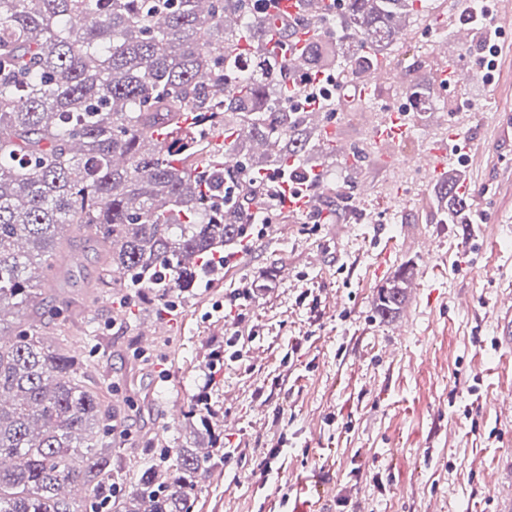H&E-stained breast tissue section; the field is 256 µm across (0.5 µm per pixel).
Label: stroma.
I'll list each match as a JSON object with an SVG mask.
<instances>
[{"label":"stroma","mask_w":512,"mask_h":512,"mask_svg":"<svg viewBox=\"0 0 512 512\" xmlns=\"http://www.w3.org/2000/svg\"><path fill=\"white\" fill-rule=\"evenodd\" d=\"M440 29L456 33L433 17L413 22L389 63L420 49L410 74L432 80ZM501 57L494 82L479 75L448 94L471 104L480 192L469 208L495 212L499 224L442 223L428 186L392 194L393 158L447 140V122L433 120L394 152L373 147L358 173L372 188L367 204L328 201L318 230L292 215L241 239L223 286L199 288L173 309L158 311L146 291L114 300L99 283L93 241L77 244L50 292L96 293L80 312L93 331L80 350L116 409L121 458L138 455L146 467L164 446L185 443V419L170 410L206 396L234 419L221 435L235 454L208 470L192 512H224L229 500L236 512H494L495 495L471 463L493 467L512 446V427L497 418L498 398L512 390V346L493 332L496 295L512 286V239L499 230L512 225V25ZM424 236L440 241L434 257L420 254ZM405 269L407 328L394 336L375 300ZM256 277L273 286L243 310V361L209 368L235 319L219 303ZM158 322L166 333L143 347V325ZM283 435L289 447L265 474Z\"/></svg>","instance_id":"stroma-1"}]
</instances>
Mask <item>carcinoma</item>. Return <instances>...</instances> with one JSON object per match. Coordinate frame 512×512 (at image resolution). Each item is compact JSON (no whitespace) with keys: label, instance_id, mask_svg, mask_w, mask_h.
Returning a JSON list of instances; mask_svg holds the SVG:
<instances>
[{"label":"carcinoma","instance_id":"carcinoma-1","mask_svg":"<svg viewBox=\"0 0 512 512\" xmlns=\"http://www.w3.org/2000/svg\"><path fill=\"white\" fill-rule=\"evenodd\" d=\"M427 0H340L315 11L303 73L348 77L379 67ZM243 18L224 28V14ZM275 18L244 0H0V512H190L206 465L224 459L215 414L184 411L207 447L170 448L131 489L112 497L118 442H98L112 405L85 381L69 340V303L45 285L72 243L94 236L103 270L124 297L146 288L168 307L224 278V246L243 238L248 180L301 179L321 129L289 104L288 61L267 48ZM450 224L468 223L465 197L438 187ZM404 281L381 289L376 312L399 313ZM84 481L81 504L60 493Z\"/></svg>","mask_w":512,"mask_h":512}]
</instances>
